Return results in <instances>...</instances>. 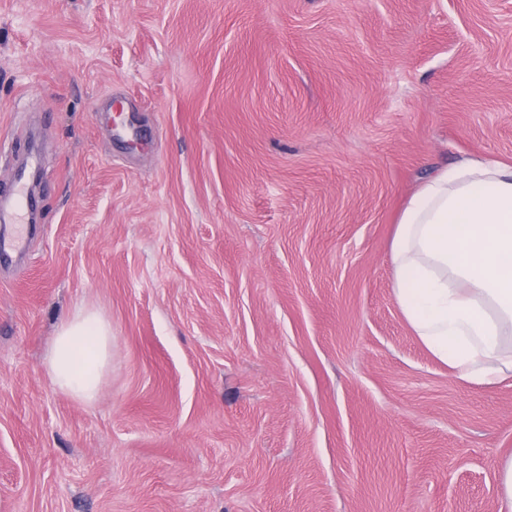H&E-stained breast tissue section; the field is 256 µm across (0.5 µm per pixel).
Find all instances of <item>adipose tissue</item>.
Returning a JSON list of instances; mask_svg holds the SVG:
<instances>
[{"mask_svg":"<svg viewBox=\"0 0 512 512\" xmlns=\"http://www.w3.org/2000/svg\"><path fill=\"white\" fill-rule=\"evenodd\" d=\"M393 292L421 343L462 378L512 373V166L467 158L405 206L392 242ZM112 347L97 314L64 320L46 355L54 386L92 402Z\"/></svg>","mask_w":512,"mask_h":512,"instance_id":"adipose-tissue-1","label":"adipose tissue"}]
</instances>
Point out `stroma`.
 <instances>
[{
    "instance_id": "obj_1",
    "label": "stroma",
    "mask_w": 512,
    "mask_h": 512,
    "mask_svg": "<svg viewBox=\"0 0 512 512\" xmlns=\"http://www.w3.org/2000/svg\"><path fill=\"white\" fill-rule=\"evenodd\" d=\"M0 512H499L512 376L405 323L391 245L512 165V0H0ZM112 326L98 398L45 367ZM111 335L108 323L95 313L78 312L64 320L45 360L54 386L75 400L92 402L110 358Z\"/></svg>"
}]
</instances>
